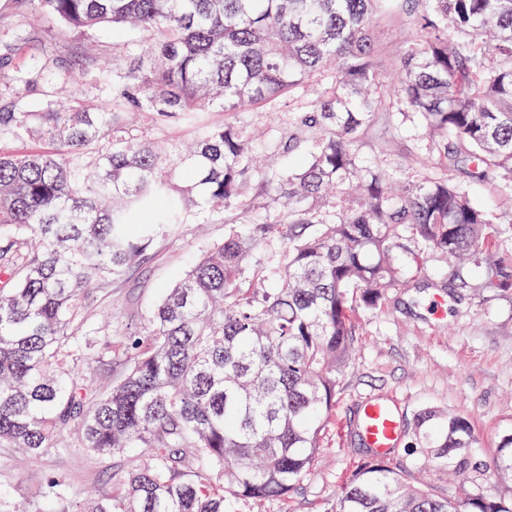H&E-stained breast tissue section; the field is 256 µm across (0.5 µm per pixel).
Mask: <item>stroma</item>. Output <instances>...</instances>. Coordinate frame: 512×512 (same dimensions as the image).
<instances>
[{
    "label": "stroma",
    "mask_w": 512,
    "mask_h": 512,
    "mask_svg": "<svg viewBox=\"0 0 512 512\" xmlns=\"http://www.w3.org/2000/svg\"><path fill=\"white\" fill-rule=\"evenodd\" d=\"M82 40L66 28L29 31L13 64L31 69L34 57L65 61L78 70ZM227 226L187 225L162 241L127 279L112 287L108 307L112 327H144L160 291L177 279L187 259L223 240ZM444 303L441 314L429 309ZM358 343L339 375L340 386L323 431L324 452L290 495L274 501L225 503L226 512H332L346 478L363 459L353 430L362 405L371 399L390 403L400 416L405 442H413L418 414L444 410L465 417L476 451L493 459L503 437L512 435V288H489L473 266L457 267L426 258L406 286L389 291L376 306L357 314ZM126 457L97 458L83 449L49 453L34 466L20 453L0 448V484L26 491L42 469L54 470L73 492L111 489Z\"/></svg>",
    "instance_id": "stroma-1"
}]
</instances>
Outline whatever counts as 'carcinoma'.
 <instances>
[{
	"mask_svg": "<svg viewBox=\"0 0 512 512\" xmlns=\"http://www.w3.org/2000/svg\"><path fill=\"white\" fill-rule=\"evenodd\" d=\"M30 24L79 36L132 33L112 66L83 52L85 92L32 112L0 101V447L41 465L73 444L95 457L139 451L110 494L80 498L49 470L29 512H224L278 500L324 451L321 432L356 347V294L372 304L421 268L424 253L486 268L492 224H512V0H28ZM410 22L384 73L382 19ZM26 43L0 41V89ZM51 83L66 67L36 64ZM288 110L280 132L278 102ZM266 107L271 126L206 123ZM413 120L418 169L366 150L379 113ZM199 130L172 150L151 131ZM300 153L261 167L256 145ZM461 174L462 181L453 179ZM493 188L475 207L468 183ZM236 219L164 289L145 329L116 335L95 316L159 241L187 224ZM112 374L106 386L98 375ZM409 457L470 483L512 482V437L492 462L465 418L418 415ZM0 486V512H20ZM335 512H512V496L438 493L366 451Z\"/></svg>",
	"mask_w": 512,
	"mask_h": 512,
	"instance_id": "obj_1",
	"label": "carcinoma"
}]
</instances>
